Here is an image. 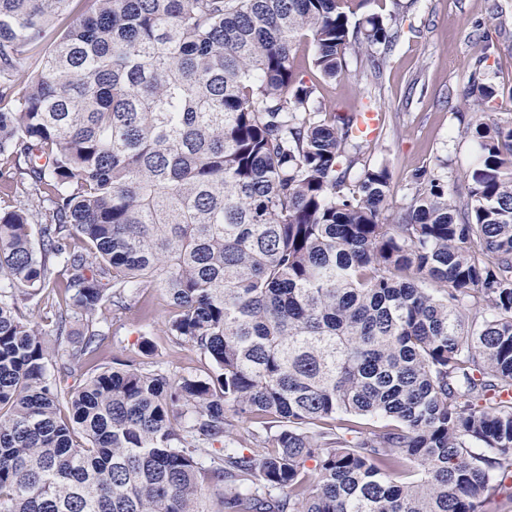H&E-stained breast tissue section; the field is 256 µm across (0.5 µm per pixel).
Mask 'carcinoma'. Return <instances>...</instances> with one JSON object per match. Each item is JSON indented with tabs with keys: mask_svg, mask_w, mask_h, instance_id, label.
<instances>
[{
	"mask_svg": "<svg viewBox=\"0 0 512 512\" xmlns=\"http://www.w3.org/2000/svg\"><path fill=\"white\" fill-rule=\"evenodd\" d=\"M366 2L0 0V512L512 501V123L476 86L471 180L421 170L387 214L388 166L292 62L380 70ZM152 285L205 376L97 363L102 309Z\"/></svg>",
	"mask_w": 512,
	"mask_h": 512,
	"instance_id": "cac0c4a2",
	"label": "carcinoma"
}]
</instances>
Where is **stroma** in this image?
<instances>
[{
  "label": "stroma",
  "instance_id": "obj_1",
  "mask_svg": "<svg viewBox=\"0 0 512 512\" xmlns=\"http://www.w3.org/2000/svg\"><path fill=\"white\" fill-rule=\"evenodd\" d=\"M364 10L397 20L399 37L380 72L351 52L341 76L317 78L305 43L293 64L300 77L316 84L327 111L369 107L378 113V131L364 140L360 158L389 166L394 214L409 204L416 170L442 168L452 188L464 185L473 171L479 148L467 131L465 105L472 85H493L498 95L492 117L512 121V0H368ZM170 310L165 291L152 287L143 291L139 306L109 316L101 362L146 360L177 378L204 375V357L164 335ZM145 339L153 345L148 355L141 349Z\"/></svg>",
  "mask_w": 512,
  "mask_h": 512
}]
</instances>
